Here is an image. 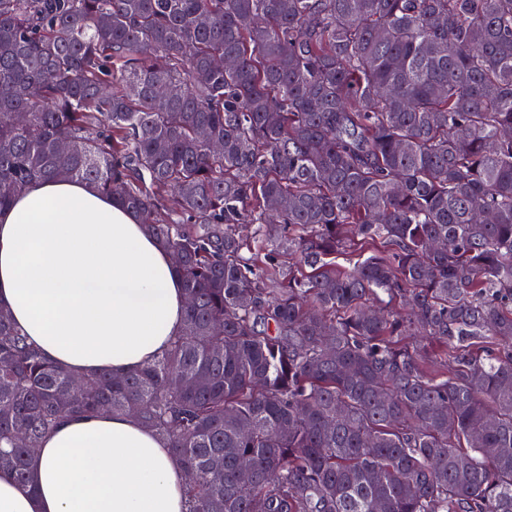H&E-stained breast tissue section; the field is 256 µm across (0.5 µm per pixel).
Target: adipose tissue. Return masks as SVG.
Segmentation results:
<instances>
[{
  "mask_svg": "<svg viewBox=\"0 0 512 512\" xmlns=\"http://www.w3.org/2000/svg\"><path fill=\"white\" fill-rule=\"evenodd\" d=\"M0 309L72 375L145 367L185 314L170 252L94 185L43 181L0 210ZM183 472L156 434L107 410L61 419L29 482L0 471V512H185Z\"/></svg>",
  "mask_w": 512,
  "mask_h": 512,
  "instance_id": "ef3b65f1",
  "label": "adipose tissue"
}]
</instances>
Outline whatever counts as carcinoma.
Segmentation results:
<instances>
[{
    "label": "carcinoma",
    "instance_id": "cac0c4a2",
    "mask_svg": "<svg viewBox=\"0 0 512 512\" xmlns=\"http://www.w3.org/2000/svg\"><path fill=\"white\" fill-rule=\"evenodd\" d=\"M43 179L191 303L78 390L0 311V470L105 406L188 512H512V0H0V209Z\"/></svg>",
    "mask_w": 512,
    "mask_h": 512
}]
</instances>
